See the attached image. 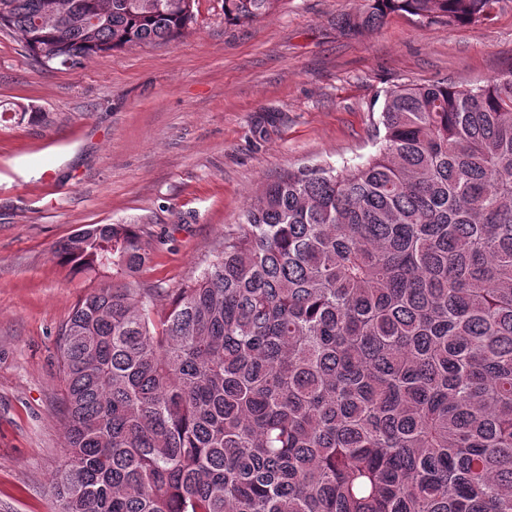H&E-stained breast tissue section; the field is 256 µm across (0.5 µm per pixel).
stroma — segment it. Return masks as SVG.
<instances>
[{
  "label": "stroma",
  "instance_id": "stroma-1",
  "mask_svg": "<svg viewBox=\"0 0 512 512\" xmlns=\"http://www.w3.org/2000/svg\"><path fill=\"white\" fill-rule=\"evenodd\" d=\"M365 5L278 0L231 24L223 0H198L179 40L71 70L34 64L0 32V104L15 112L0 122V512L57 510L58 333L96 286L54 258L57 241L135 224L150 247L140 280L182 287L267 183L299 165L365 161L385 91L512 70V0L478 23L337 26Z\"/></svg>",
  "mask_w": 512,
  "mask_h": 512
}]
</instances>
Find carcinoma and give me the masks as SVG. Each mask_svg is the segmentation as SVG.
Masks as SVG:
<instances>
[{
	"label": "carcinoma",
	"instance_id": "obj_1",
	"mask_svg": "<svg viewBox=\"0 0 512 512\" xmlns=\"http://www.w3.org/2000/svg\"><path fill=\"white\" fill-rule=\"evenodd\" d=\"M278 0H224L250 23ZM486 19L498 0H368ZM196 0H0L57 65L169 41ZM375 155L299 166L157 307L135 224L54 255L110 283L59 332L57 512H512V71L386 92Z\"/></svg>",
	"mask_w": 512,
	"mask_h": 512
}]
</instances>
